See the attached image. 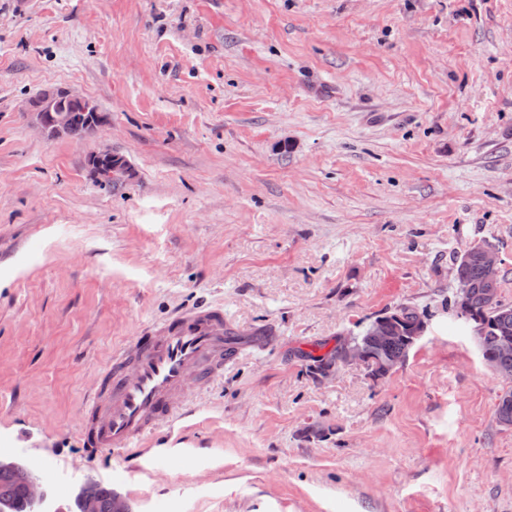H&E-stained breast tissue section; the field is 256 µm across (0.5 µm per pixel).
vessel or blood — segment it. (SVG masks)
Masks as SVG:
<instances>
[{
	"label": "vessel or blood",
	"instance_id": "b4317fda",
	"mask_svg": "<svg viewBox=\"0 0 512 512\" xmlns=\"http://www.w3.org/2000/svg\"><path fill=\"white\" fill-rule=\"evenodd\" d=\"M247 345L234 335L218 308L179 313L162 326L133 337L112 357L79 409L87 458L113 454V470L123 477L138 472L129 451L157 429L190 416L193 390L224 372Z\"/></svg>",
	"mask_w": 512,
	"mask_h": 512
}]
</instances>
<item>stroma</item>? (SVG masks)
I'll use <instances>...</instances> for the list:
<instances>
[{
    "mask_svg": "<svg viewBox=\"0 0 512 512\" xmlns=\"http://www.w3.org/2000/svg\"><path fill=\"white\" fill-rule=\"evenodd\" d=\"M54 88L106 124L46 140ZM482 241L512 304V0H0V457L63 510L100 482L127 512H512L506 383L453 306ZM203 305L262 346L114 480L95 373ZM402 305L430 318L390 374L317 371ZM94 158L96 159V165L105 163L109 167V179L112 181V184L121 181L125 176L129 175L130 165L128 161L111 150L97 152L94 154Z\"/></svg>",
    "mask_w": 512,
    "mask_h": 512,
    "instance_id": "35a3bbf8",
    "label": "stroma"
}]
</instances>
